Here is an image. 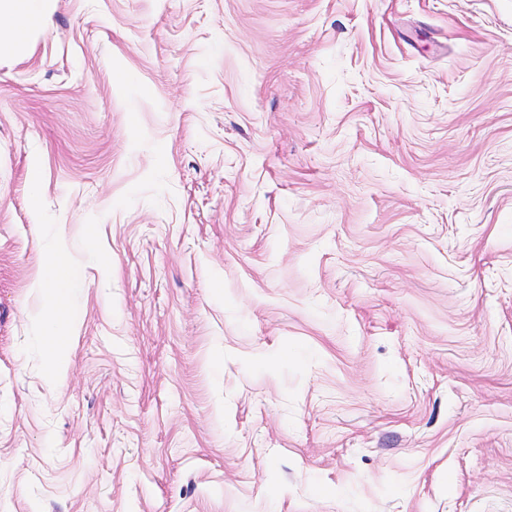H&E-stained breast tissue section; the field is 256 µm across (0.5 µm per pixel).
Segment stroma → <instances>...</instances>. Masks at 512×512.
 Here are the masks:
<instances>
[{
	"label": "stroma",
	"instance_id": "1",
	"mask_svg": "<svg viewBox=\"0 0 512 512\" xmlns=\"http://www.w3.org/2000/svg\"><path fill=\"white\" fill-rule=\"evenodd\" d=\"M0 512H512V0H52L0 54ZM43 279L54 288L55 309L59 317V320L54 323V330H62L75 322L67 288L74 281V274L65 254L52 251L46 255L43 263Z\"/></svg>",
	"mask_w": 512,
	"mask_h": 512
}]
</instances>
